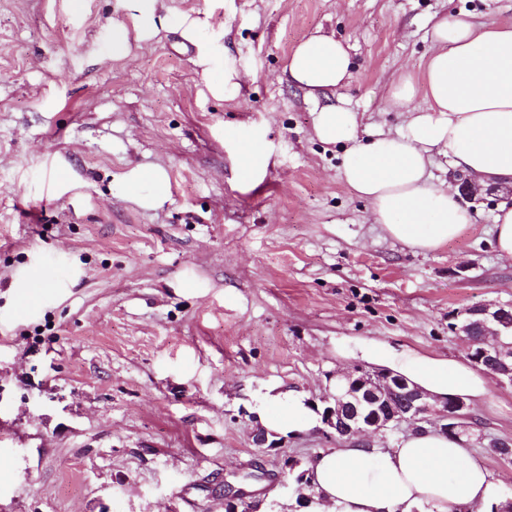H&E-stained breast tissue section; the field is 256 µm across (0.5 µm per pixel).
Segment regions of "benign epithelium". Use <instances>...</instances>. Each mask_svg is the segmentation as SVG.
Segmentation results:
<instances>
[{"label":"benign epithelium","mask_w":512,"mask_h":512,"mask_svg":"<svg viewBox=\"0 0 512 512\" xmlns=\"http://www.w3.org/2000/svg\"><path fill=\"white\" fill-rule=\"evenodd\" d=\"M508 305L475 304L460 315H479L481 335L494 336L493 325L502 321V314ZM493 362L498 366V375L512 381V347L499 348L489 342L480 346L475 363ZM348 383L349 395L346 400L338 394L329 393L323 398L326 404L324 425L327 434L338 439L362 437L371 440L377 435L409 422L414 426L429 424L445 430L453 428L451 421L467 414V402L462 399H448L444 402L432 400L428 394L410 384L404 377L381 370H366L356 367L343 374Z\"/></svg>","instance_id":"benign-epithelium-1"}]
</instances>
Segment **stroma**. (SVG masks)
<instances>
[{
    "label": "stroma",
    "mask_w": 512,
    "mask_h": 512,
    "mask_svg": "<svg viewBox=\"0 0 512 512\" xmlns=\"http://www.w3.org/2000/svg\"><path fill=\"white\" fill-rule=\"evenodd\" d=\"M207 12L216 56L244 79L213 97L195 49L164 30L110 59L122 0H0V512H224V475L259 468L249 512L293 497L283 457L338 448L321 429L255 448L251 408L279 382L321 405L355 367L336 343L375 340L466 360L450 313L512 303V261L490 245L502 192L436 251L387 237L352 194L314 105L288 83L291 51L316 32L347 45L336 91L384 132L406 115L389 91L420 78L437 18L512 25V0H166ZM266 170L238 179L237 135ZM163 170L145 209L119 184ZM465 444L500 475L512 385L488 379ZM122 192L143 208H157L168 200V179L159 169L136 167L124 175Z\"/></svg>",
    "instance_id": "stroma-1"
}]
</instances>
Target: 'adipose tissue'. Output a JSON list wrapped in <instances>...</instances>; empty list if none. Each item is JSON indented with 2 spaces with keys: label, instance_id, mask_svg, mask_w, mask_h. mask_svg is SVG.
I'll use <instances>...</instances> for the list:
<instances>
[{
  "label": "adipose tissue",
  "instance_id": "obj_1",
  "mask_svg": "<svg viewBox=\"0 0 512 512\" xmlns=\"http://www.w3.org/2000/svg\"><path fill=\"white\" fill-rule=\"evenodd\" d=\"M129 25L112 29V57H129L134 43L153 39L169 26L197 48L196 63L211 74L213 56L205 38L207 19L166 10L165 0H123ZM435 49L421 80L403 78L391 100L408 114L394 134L362 126L358 112L329 103L328 96L350 76L347 46L318 33L289 55L288 79L315 101L314 130L325 143L342 145L340 174L366 200L377 224L391 238L427 253L457 237L472 223L452 187L430 182L434 156L480 185H512V25H474L448 15L432 27ZM425 107L410 110L415 96ZM123 194L146 209L168 199L165 173L137 167L126 173ZM342 355L362 359L403 375L431 398L478 400L488 393L485 378L466 362L396 351L372 342L341 347ZM260 428L274 435L309 432L322 426L306 392L266 384L253 409ZM310 488L301 512H488L499 481L467 452L464 440L424 427L396 447L359 438L322 451L305 466Z\"/></svg>",
  "mask_w": 512,
  "mask_h": 512
}]
</instances>
